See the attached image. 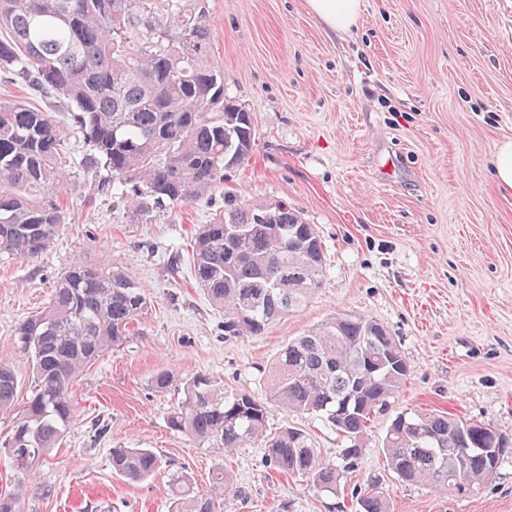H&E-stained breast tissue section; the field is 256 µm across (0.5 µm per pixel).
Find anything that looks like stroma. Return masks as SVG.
<instances>
[{"mask_svg":"<svg viewBox=\"0 0 512 512\" xmlns=\"http://www.w3.org/2000/svg\"><path fill=\"white\" fill-rule=\"evenodd\" d=\"M208 10L224 93L253 115L254 152L212 196L134 224L82 168L86 144L70 140L51 247L35 260L0 256V361L19 371L16 403L32 390L16 329L74 259L131 273L148 305L123 345L84 371L76 421L28 476L6 446L14 415L0 413V493H21L23 512H169L171 474L204 493L223 466L239 492L230 512H360L357 492L371 485L391 512H512V459L480 490L443 494L398 482L381 448L392 421L415 410L512 434V194L492 177L497 144L512 139V0H362L344 32L307 0H208ZM0 101L61 121L71 110L1 76ZM239 199L288 203L316 225L326 257L315 293L260 336H226L193 272L196 231ZM339 313L386 326L409 375L350 463L335 430L269 405L270 428L307 431L343 468L336 492L272 472L260 445L219 455L168 428L187 377L264 396L288 341ZM163 371L172 384L160 392ZM116 448L152 449L163 468L131 481L112 468Z\"/></svg>","mask_w":512,"mask_h":512,"instance_id":"stroma-1","label":"stroma"}]
</instances>
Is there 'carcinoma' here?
Returning a JSON list of instances; mask_svg holds the SVG:
<instances>
[{"mask_svg":"<svg viewBox=\"0 0 512 512\" xmlns=\"http://www.w3.org/2000/svg\"><path fill=\"white\" fill-rule=\"evenodd\" d=\"M0 72L72 106L68 125L51 112L0 102V254L35 259L64 223L55 197L65 193V141L89 147L82 168L102 170L101 188L121 199L134 221L161 205L212 194L224 173L253 152V115L224 103V70L212 58L207 0H0ZM325 256L314 225L286 203H227L193 241V272L224 312V335L260 336L301 306L321 283ZM147 305L124 270L75 261L56 281L48 306L19 324L34 387L13 421L14 467L32 463L76 420L73 386L86 366L126 340ZM409 367L392 334L365 317L338 314L293 339L270 370L265 397L228 392L203 374L186 379L169 427L199 448L230 452L259 443L277 473L324 492L343 471L324 460L309 433H269L268 404L313 414L350 441L353 461L372 415L387 406ZM14 368L0 362V411L11 409ZM382 448L388 468L408 484L461 492L478 489L512 456V435L476 420L437 412L401 415ZM112 466L139 481L161 469L149 448H114ZM171 512H225L237 495L220 471L197 495L184 474L170 479ZM361 512H390L370 486Z\"/></svg>","mask_w":512,"mask_h":512,"instance_id":"carcinoma-1","label":"carcinoma"}]
</instances>
